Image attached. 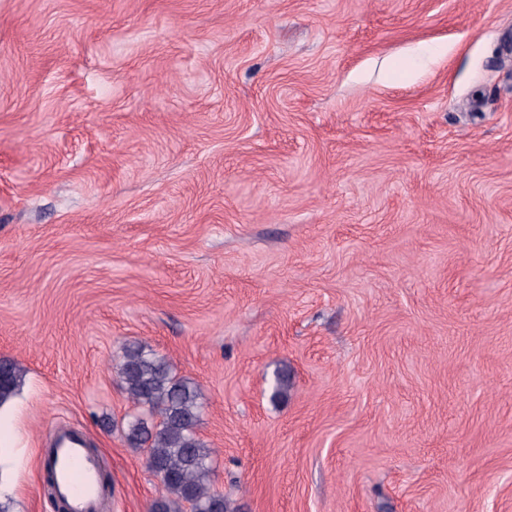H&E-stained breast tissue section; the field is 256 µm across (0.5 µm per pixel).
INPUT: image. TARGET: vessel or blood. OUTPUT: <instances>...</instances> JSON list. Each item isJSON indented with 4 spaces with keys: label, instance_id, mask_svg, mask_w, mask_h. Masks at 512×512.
I'll return each mask as SVG.
<instances>
[{
    "label": "vessel or blood",
    "instance_id": "b4317fda",
    "mask_svg": "<svg viewBox=\"0 0 512 512\" xmlns=\"http://www.w3.org/2000/svg\"><path fill=\"white\" fill-rule=\"evenodd\" d=\"M55 498L68 512H98L104 495L98 457L85 434L70 432L51 448Z\"/></svg>",
    "mask_w": 512,
    "mask_h": 512
}]
</instances>
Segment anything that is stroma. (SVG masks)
<instances>
[{
	"label": "stroma",
	"instance_id": "obj_1",
	"mask_svg": "<svg viewBox=\"0 0 512 512\" xmlns=\"http://www.w3.org/2000/svg\"><path fill=\"white\" fill-rule=\"evenodd\" d=\"M124 341L234 512H512V0H0L8 512H149ZM20 369L10 361H0V403L6 401L21 384ZM53 490L55 499L67 512H99L105 490L101 482L98 456L88 448L87 436L70 432L52 448Z\"/></svg>",
	"mask_w": 512,
	"mask_h": 512
}]
</instances>
